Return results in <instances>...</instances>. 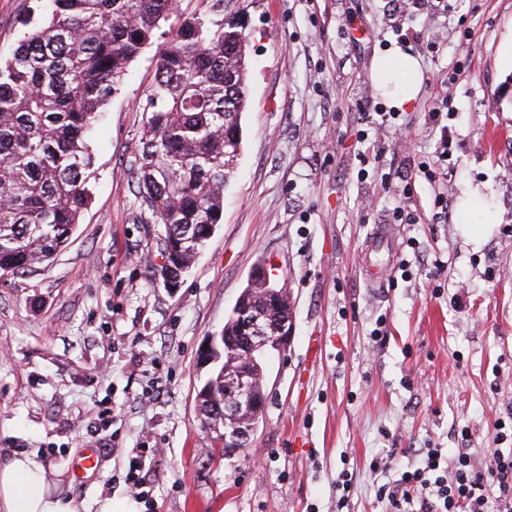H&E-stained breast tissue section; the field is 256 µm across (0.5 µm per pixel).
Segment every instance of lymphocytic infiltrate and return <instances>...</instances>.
<instances>
[{
  "instance_id": "lymphocytic-infiltrate-1",
  "label": "lymphocytic infiltrate",
  "mask_w": 512,
  "mask_h": 512,
  "mask_svg": "<svg viewBox=\"0 0 512 512\" xmlns=\"http://www.w3.org/2000/svg\"><path fill=\"white\" fill-rule=\"evenodd\" d=\"M415 454L418 465L377 488L389 512H512V448L483 458L465 448L449 458L438 448Z\"/></svg>"
}]
</instances>
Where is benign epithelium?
Instances as JSON below:
<instances>
[{"label": "benign epithelium", "mask_w": 512, "mask_h": 512, "mask_svg": "<svg viewBox=\"0 0 512 512\" xmlns=\"http://www.w3.org/2000/svg\"><path fill=\"white\" fill-rule=\"evenodd\" d=\"M257 283L263 285L262 294L269 295L277 302L286 301V295L279 288L271 287L266 270L255 273ZM293 325L280 320L275 325V333L267 335L266 326L260 317H240V336L224 349L229 364L238 362L252 363V356L282 351L291 339ZM265 378L260 367L250 370L242 368L231 375H224V429L217 431L224 452L231 453L244 447L255 430V420L264 409Z\"/></svg>", "instance_id": "1"}]
</instances>
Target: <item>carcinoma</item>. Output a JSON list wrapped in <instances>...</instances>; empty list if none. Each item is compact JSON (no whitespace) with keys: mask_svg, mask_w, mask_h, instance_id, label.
Returning a JSON list of instances; mask_svg holds the SVG:
<instances>
[{"mask_svg":"<svg viewBox=\"0 0 512 512\" xmlns=\"http://www.w3.org/2000/svg\"><path fill=\"white\" fill-rule=\"evenodd\" d=\"M177 0H38L23 35L0 56V271L23 274L71 238L92 199L86 137L128 64L156 45L147 120L131 170L138 207L177 243L159 275L188 272L221 223L248 104L243 25L212 12L162 30ZM238 60L224 79V53ZM223 361L201 387L223 395Z\"/></svg>","mask_w":512,"mask_h":512,"instance_id":"1","label":"carcinoma"}]
</instances>
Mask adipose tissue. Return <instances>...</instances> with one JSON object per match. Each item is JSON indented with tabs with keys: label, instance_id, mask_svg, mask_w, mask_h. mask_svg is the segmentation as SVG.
Masks as SVG:
<instances>
[{
	"label": "adipose tissue",
	"instance_id": "ef3b65f1",
	"mask_svg": "<svg viewBox=\"0 0 512 512\" xmlns=\"http://www.w3.org/2000/svg\"><path fill=\"white\" fill-rule=\"evenodd\" d=\"M373 73L393 82L388 98L394 108L414 103L423 81L414 55L397 50L376 58ZM0 512H78V506L62 491L59 470L46 467L38 454L20 452L0 458Z\"/></svg>",
	"mask_w": 512,
	"mask_h": 512
}]
</instances>
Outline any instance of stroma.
<instances>
[{
    "label": "stroma",
    "instance_id": "stroma-1",
    "mask_svg": "<svg viewBox=\"0 0 512 512\" xmlns=\"http://www.w3.org/2000/svg\"><path fill=\"white\" fill-rule=\"evenodd\" d=\"M35 7L0 0V53ZM390 8L224 0L246 26L242 144L223 219L177 288L130 170L155 47L130 63L88 138L93 196L69 243L0 273L1 457L38 453L82 512L129 496L135 469L156 487L144 512H336L344 469L349 512H382L377 484L415 449L457 447L464 429L475 455L494 452L512 413V0H426L405 20L419 45ZM399 47L421 63L420 94L401 130H366L363 113L392 109L372 63ZM442 97L455 111L444 147L428 119ZM467 183L479 193L464 221ZM398 205L413 223L393 222ZM384 227L395 254L368 249ZM258 266L287 287L293 334L266 364L249 443L228 455L198 414L199 353ZM86 448L101 465L75 473ZM376 457L389 470L372 472Z\"/></svg>",
    "mask_w": 512,
    "mask_h": 512
}]
</instances>
